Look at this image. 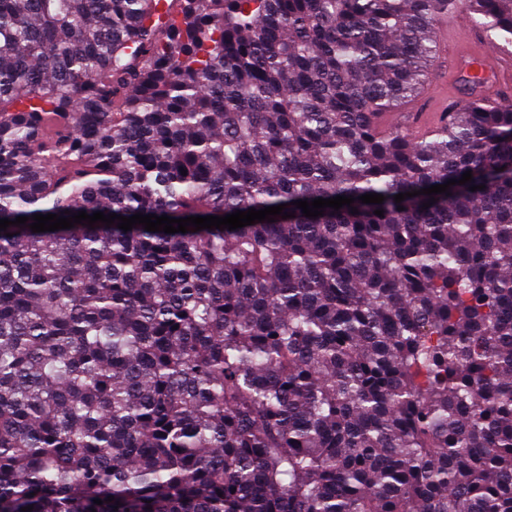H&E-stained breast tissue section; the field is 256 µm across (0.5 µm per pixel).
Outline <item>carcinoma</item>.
<instances>
[{
	"instance_id": "cac0c4a2",
	"label": "carcinoma",
	"mask_w": 512,
	"mask_h": 512,
	"mask_svg": "<svg viewBox=\"0 0 512 512\" xmlns=\"http://www.w3.org/2000/svg\"><path fill=\"white\" fill-rule=\"evenodd\" d=\"M444 11L512 43V0H0V512H512V105L375 121Z\"/></svg>"
}]
</instances>
